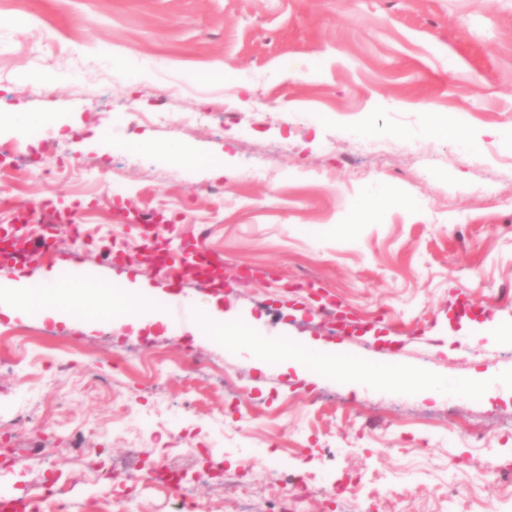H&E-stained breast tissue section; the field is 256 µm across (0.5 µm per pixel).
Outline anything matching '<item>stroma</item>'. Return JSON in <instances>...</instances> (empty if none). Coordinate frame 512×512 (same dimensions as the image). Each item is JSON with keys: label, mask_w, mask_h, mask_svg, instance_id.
Returning a JSON list of instances; mask_svg holds the SVG:
<instances>
[{"label": "stroma", "mask_w": 512, "mask_h": 512, "mask_svg": "<svg viewBox=\"0 0 512 512\" xmlns=\"http://www.w3.org/2000/svg\"><path fill=\"white\" fill-rule=\"evenodd\" d=\"M14 112L49 119L53 140L29 132L48 174L9 169L0 227L37 202L76 231L56 255L0 261L1 281L78 268L117 290L142 279L159 305L217 294L267 350L335 345L454 390L435 401L392 381L262 370L174 324L0 313V497L56 489L63 512H106L114 496L133 512H336L282 482L301 470L362 479L348 512H460L462 489L512 512V342L439 349L461 333L462 300L512 320V0H0V116ZM439 119L493 131L487 151L461 155L453 135L430 134ZM225 161L234 177L211 176ZM369 183L396 199L373 218L358 207ZM198 243L222 288L143 259ZM44 446L48 460L22 465ZM252 456L279 480L247 473L231 489L212 468ZM152 460L181 473L185 495L133 481ZM115 471L130 481L113 486Z\"/></svg>", "instance_id": "35a3bbf8"}]
</instances>
